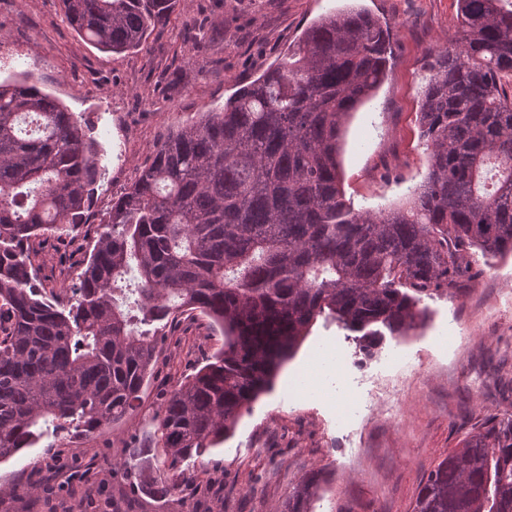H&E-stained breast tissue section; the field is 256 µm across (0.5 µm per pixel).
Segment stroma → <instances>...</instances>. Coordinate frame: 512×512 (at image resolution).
I'll return each mask as SVG.
<instances>
[{
	"mask_svg": "<svg viewBox=\"0 0 512 512\" xmlns=\"http://www.w3.org/2000/svg\"><path fill=\"white\" fill-rule=\"evenodd\" d=\"M352 2L393 33L388 77L353 115L342 154L347 199L377 209L404 202L426 174L420 90L430 49L457 29L455 0H175L146 48L123 53L101 51L71 29L60 0H0V81L32 75L89 120L104 166L90 222L73 243L33 240L40 285L54 292L76 282L100 213L134 182L156 142L197 113L220 110L295 48L309 23ZM462 285L455 298L427 301L423 326L384 337L369 356L336 323L317 322L252 413L222 444L185 462L190 488L156 500L140 487L134 512H183L186 498L197 512H273L317 471L310 512H411L423 475L487 412L512 413V255L491 259ZM221 343L205 318L183 316L132 416L87 436L48 434L0 464V486L44 482L53 467L89 468L98 491L88 512H110L113 491L155 464L149 432L166 394ZM401 361L415 371L393 417L366 379ZM355 399L371 403L370 417L350 412ZM84 492L76 484L48 498H5L0 512H65Z\"/></svg>",
	"mask_w": 512,
	"mask_h": 512,
	"instance_id": "stroma-1",
	"label": "stroma"
}]
</instances>
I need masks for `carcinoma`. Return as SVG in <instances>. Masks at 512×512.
Here are the masks:
<instances>
[{
	"label": "carcinoma",
	"mask_w": 512,
	"mask_h": 512,
	"mask_svg": "<svg viewBox=\"0 0 512 512\" xmlns=\"http://www.w3.org/2000/svg\"><path fill=\"white\" fill-rule=\"evenodd\" d=\"M454 39L430 50L421 91L427 173L408 202L345 199L352 112L388 76L391 33L367 11L314 21L295 49L153 146L99 218L66 300L41 295L28 244L88 223L102 165L90 128L37 82L0 83V463L46 430L90 434L131 415L187 312L223 346L164 398L143 477L166 497L182 464L252 411L318 318L370 353L408 336L422 302L454 297L474 256L512 253V0H456ZM105 52L145 47L172 0H61ZM136 275L129 276L131 271ZM308 476L283 512H307ZM411 512H512V414L490 413L422 478Z\"/></svg>",
	"instance_id": "obj_1"
}]
</instances>
